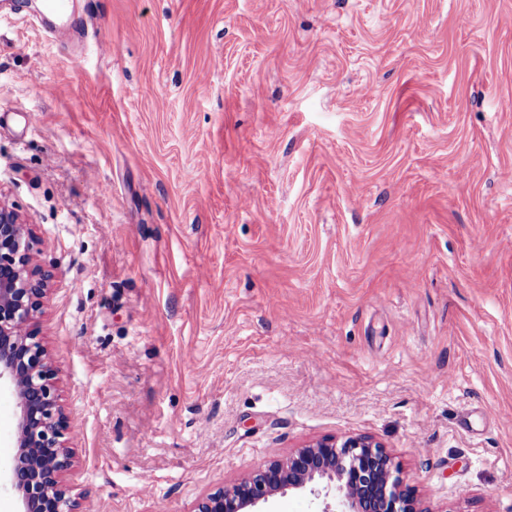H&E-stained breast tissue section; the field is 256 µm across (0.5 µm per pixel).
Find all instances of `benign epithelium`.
Instances as JSON below:
<instances>
[{"instance_id":"1","label":"benign epithelium","mask_w":512,"mask_h":512,"mask_svg":"<svg viewBox=\"0 0 512 512\" xmlns=\"http://www.w3.org/2000/svg\"><path fill=\"white\" fill-rule=\"evenodd\" d=\"M39 254L31 225L0 206V380L10 382L18 407L10 484L20 512H84L82 492L66 482L76 463L73 427L36 326L53 278L37 262ZM395 471L391 455L367 438L323 439L201 496L191 512H257L278 494H314L324 482L334 485L338 512H422Z\"/></svg>"}]
</instances>
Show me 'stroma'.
<instances>
[{"mask_svg": "<svg viewBox=\"0 0 512 512\" xmlns=\"http://www.w3.org/2000/svg\"><path fill=\"white\" fill-rule=\"evenodd\" d=\"M75 6L76 46L0 8V204L86 512L350 437L512 512V0Z\"/></svg>", "mask_w": 512, "mask_h": 512, "instance_id": "35a3bbf8", "label": "stroma"}]
</instances>
